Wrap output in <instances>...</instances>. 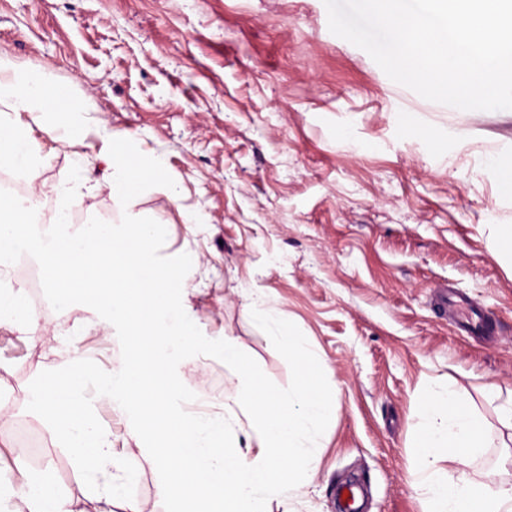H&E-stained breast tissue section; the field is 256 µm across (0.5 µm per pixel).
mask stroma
Here are the masks:
<instances>
[{"label":"stroma","instance_id":"1","mask_svg":"<svg viewBox=\"0 0 512 512\" xmlns=\"http://www.w3.org/2000/svg\"><path fill=\"white\" fill-rule=\"evenodd\" d=\"M0 55L81 105L73 148L55 141L52 113L17 115L46 156L32 186L46 219L83 160L97 189L73 205L80 223L129 209L164 223L163 261L196 260L188 301L202 335L234 337L266 387L293 386L298 360L244 312L259 295L320 359L334 405L317 470L270 512H340L350 485L361 512H422L409 475L423 398L454 384L493 428L498 400L482 389H512V258L492 254L512 225V187L484 171L512 148V115L451 112L393 82L330 31L323 0H0ZM104 127L163 156L178 195L113 196ZM187 212L203 224L187 227ZM447 290L477 307L485 335L456 328ZM42 351L0 329V360L15 367L0 453L20 432L44 437L36 468L74 490L26 410L41 377L64 369V355ZM179 372L211 411L236 385L217 354L190 352ZM108 426L139 471L129 493L142 512H174L138 423L122 413Z\"/></svg>","mask_w":512,"mask_h":512}]
</instances>
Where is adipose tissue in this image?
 I'll return each instance as SVG.
<instances>
[{"instance_id":"1","label":"adipose tissue","mask_w":512,"mask_h":512,"mask_svg":"<svg viewBox=\"0 0 512 512\" xmlns=\"http://www.w3.org/2000/svg\"><path fill=\"white\" fill-rule=\"evenodd\" d=\"M52 99L64 102L55 139L74 146L67 117L80 112V104L63 99L42 73L18 74L0 58V101L10 104L0 113V164L38 178L41 145L12 115L44 111ZM100 138L113 195L129 193L133 170L163 171L161 158L140 161L132 134L104 129ZM93 190L78 176L62 187L63 206L46 234L33 231L32 216L17 199L0 195V257L27 255L42 268L57 305L81 297L100 314V329L122 337L130 348L119 372L101 378L86 369L74 347L87 332L86 323L49 330L27 305L24 289H0V328L34 344L49 335L72 346L65 372L44 378L27 410L41 421L80 482L79 492L66 490L24 458H15L13 466L0 467V512H114L118 505L124 512H142L129 494L138 472L115 454L112 433L98 418L97 404L104 398L157 437L143 458L162 468L159 495L176 499L178 512H269L271 498L287 497L315 472L326 424L319 363L276 312L251 301L245 306L250 317L264 322L270 336L301 363L288 390L262 386L232 336L220 342L203 338L190 306H175V299L188 294V278L183 264L158 260L162 225L139 217L122 224H71V205ZM201 344L223 355L238 377L237 391L225 397L217 414L188 412L192 394L169 372L188 349ZM496 418L493 438L469 395L451 387L430 393L420 416L421 452L411 480L423 512H512V395L497 406ZM239 433L258 450L246 466L227 452ZM494 445L502 454L484 468L481 461Z\"/></svg>"}]
</instances>
